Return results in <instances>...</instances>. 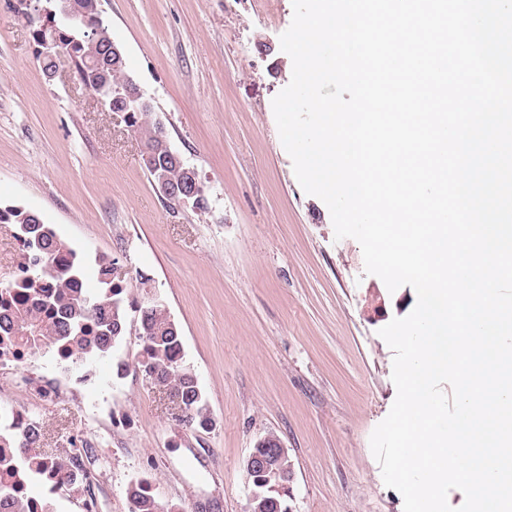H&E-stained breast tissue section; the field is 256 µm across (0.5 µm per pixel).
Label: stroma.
<instances>
[{"label": "stroma", "instance_id": "1", "mask_svg": "<svg viewBox=\"0 0 512 512\" xmlns=\"http://www.w3.org/2000/svg\"><path fill=\"white\" fill-rule=\"evenodd\" d=\"M16 3L0 0V205L51 224L83 257L87 288L102 254L129 302L140 275L154 280L214 420L206 431L175 421L129 334L55 399L41 393L56 375L49 354L15 369L10 403L39 420L42 452L93 441L98 512H130L127 488L143 478L180 512H246L244 461L272 432L295 464L293 512H403L370 436L397 394L379 331L417 295L366 273L358 241L335 238L295 176L272 108L292 76L280 47L292 0H100L127 74L207 189L202 211L163 203L139 138L68 67L45 77ZM117 359L130 365L120 378Z\"/></svg>", "mask_w": 512, "mask_h": 512}]
</instances>
